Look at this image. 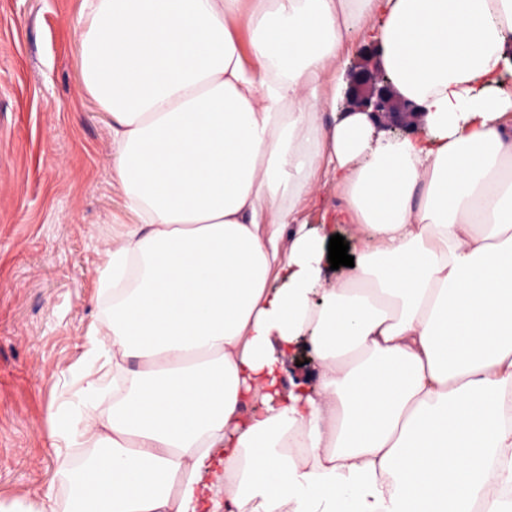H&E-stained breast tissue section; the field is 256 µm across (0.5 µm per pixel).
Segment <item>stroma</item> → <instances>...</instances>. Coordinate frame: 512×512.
<instances>
[{
  "label": "stroma",
  "instance_id": "stroma-1",
  "mask_svg": "<svg viewBox=\"0 0 512 512\" xmlns=\"http://www.w3.org/2000/svg\"><path fill=\"white\" fill-rule=\"evenodd\" d=\"M83 0H0V500H37L70 453L48 421L87 367L104 312L99 251L136 217L111 117L83 94Z\"/></svg>",
  "mask_w": 512,
  "mask_h": 512
}]
</instances>
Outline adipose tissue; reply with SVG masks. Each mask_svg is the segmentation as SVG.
<instances>
[{"label": "adipose tissue", "mask_w": 512, "mask_h": 512, "mask_svg": "<svg viewBox=\"0 0 512 512\" xmlns=\"http://www.w3.org/2000/svg\"><path fill=\"white\" fill-rule=\"evenodd\" d=\"M83 2L82 90L139 221L103 249L96 365L54 430L92 450L0 512H504L512 0ZM373 43L419 135L344 108ZM324 176L345 205L313 227ZM303 340L314 381L282 390Z\"/></svg>", "instance_id": "1"}]
</instances>
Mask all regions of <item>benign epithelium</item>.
I'll return each instance as SVG.
<instances>
[{
	"mask_svg": "<svg viewBox=\"0 0 512 512\" xmlns=\"http://www.w3.org/2000/svg\"><path fill=\"white\" fill-rule=\"evenodd\" d=\"M348 99L378 120L384 119L391 130H401L411 121L414 107L399 103L390 82L382 72L361 69L351 75Z\"/></svg>",
	"mask_w": 512,
	"mask_h": 512,
	"instance_id": "7a95c632",
	"label": "benign epithelium"
}]
</instances>
